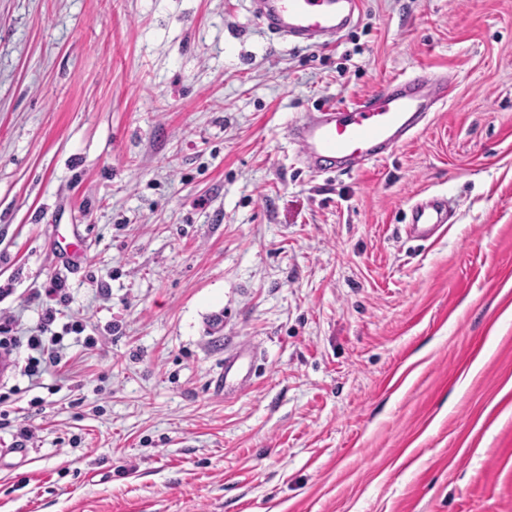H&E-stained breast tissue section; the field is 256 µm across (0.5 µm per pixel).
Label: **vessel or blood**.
<instances>
[{
	"instance_id": "obj_1",
	"label": "vessel or blood",
	"mask_w": 512,
	"mask_h": 512,
	"mask_svg": "<svg viewBox=\"0 0 512 512\" xmlns=\"http://www.w3.org/2000/svg\"><path fill=\"white\" fill-rule=\"evenodd\" d=\"M363 0H250V12L273 37L297 45L324 47L349 31ZM452 92L447 77L417 73L395 79L390 89L342 106L327 105L291 124L288 137L297 148L299 164L318 175L359 173L412 138L434 109ZM449 202L431 196L410 209L407 232L429 242L448 222ZM65 269H80L85 254L80 235L60 248ZM251 362L225 358L217 378L228 391L250 385Z\"/></svg>"
}]
</instances>
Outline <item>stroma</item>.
<instances>
[{"mask_svg": "<svg viewBox=\"0 0 512 512\" xmlns=\"http://www.w3.org/2000/svg\"><path fill=\"white\" fill-rule=\"evenodd\" d=\"M416 72L454 90L409 143L301 168L291 122ZM56 281L60 362L0 379V512H512V0H364L331 48L247 0H0V322L38 335ZM448 209V198L441 196H431L414 204L406 227L410 237L424 243L437 237L441 229H446ZM62 264L67 270H78L81 268L85 254L81 246V232L78 227H73L72 241L61 245L59 248ZM253 377L251 361H237L236 357H225L224 368L217 378L218 387L224 390V395L232 388L249 386Z\"/></svg>", "mask_w": 512, "mask_h": 512, "instance_id": "35a3bbf8", "label": "stroma"}]
</instances>
